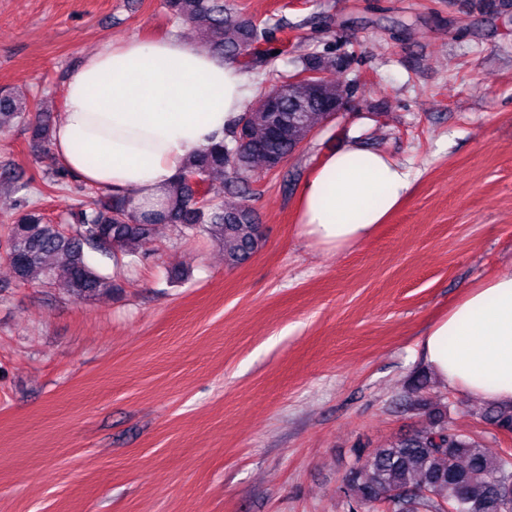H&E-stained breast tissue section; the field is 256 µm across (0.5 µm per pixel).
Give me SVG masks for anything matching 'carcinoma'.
<instances>
[{
	"label": "carcinoma",
	"mask_w": 512,
	"mask_h": 512,
	"mask_svg": "<svg viewBox=\"0 0 512 512\" xmlns=\"http://www.w3.org/2000/svg\"><path fill=\"white\" fill-rule=\"evenodd\" d=\"M163 8L172 22L192 26L210 51L245 72L265 71L276 59L272 42L279 24L240 16L230 0H163ZM346 64L333 52L315 54L303 69L312 74L309 82L282 96L259 93L252 118L239 117L224 136L189 160L153 213L139 212L130 194L104 189L70 213L76 224L70 233L36 207L21 210L7 232L5 260L13 277L24 283L39 272L82 300L108 294L118 285L92 264L89 254L134 262L149 254L157 224H169L182 235H207L222 246L227 265L244 263L261 247L262 227L249 205L224 206V189L250 197L255 162L267 171L284 164L332 120L336 103L348 99L352 87L329 83L323 74ZM14 127L30 133L36 160L52 158L53 117L32 111L14 92L1 88L0 131ZM194 179L208 189L202 204L195 198ZM411 406L428 414L429 426L358 457L344 478L349 512H368L384 496L389 498L385 512H512V461L488 454L472 435L449 423L448 405L441 401L429 408L417 398ZM478 418L512 433V407L487 404Z\"/></svg>",
	"instance_id": "carcinoma-1"
}]
</instances>
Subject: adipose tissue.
Segmentation results:
<instances>
[{"mask_svg":"<svg viewBox=\"0 0 512 512\" xmlns=\"http://www.w3.org/2000/svg\"><path fill=\"white\" fill-rule=\"evenodd\" d=\"M249 94L234 64L177 36L112 42L69 74L52 151L83 184L149 204L240 117ZM411 184L409 168L350 143L326 155L303 184L302 231L327 248L354 247ZM420 355L441 386L512 406V266L470 287L433 322Z\"/></svg>","mask_w":512,"mask_h":512,"instance_id":"obj_1","label":"adipose tissue"}]
</instances>
